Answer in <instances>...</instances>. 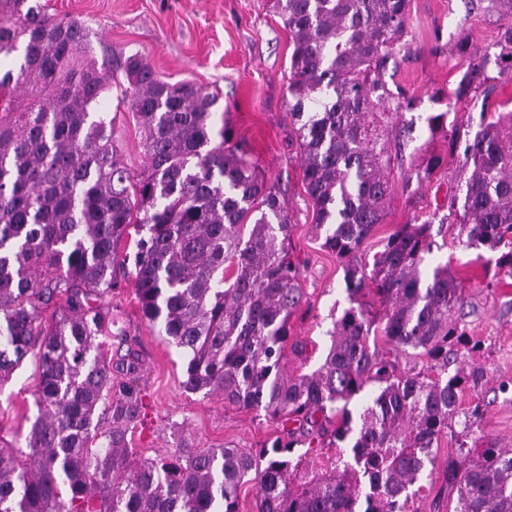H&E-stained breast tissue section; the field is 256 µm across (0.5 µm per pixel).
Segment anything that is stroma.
I'll list each match as a JSON object with an SVG mask.
<instances>
[{"label": "stroma", "mask_w": 512, "mask_h": 512, "mask_svg": "<svg viewBox=\"0 0 512 512\" xmlns=\"http://www.w3.org/2000/svg\"><path fill=\"white\" fill-rule=\"evenodd\" d=\"M52 15L85 24L97 58L112 61V78L123 77L125 58L137 54L167 82L189 81L216 95L218 116L234 132V141L261 173L283 193L292 215L288 249L302 271L305 299L291 318V337L305 343L306 356H289V372L309 373L321 364L335 317L350 305L344 270L323 248L305 193L297 143V124L287 107L292 46L273 0H39ZM504 21L499 13L474 9L471 0H410L406 53L390 59L384 80L392 92L419 100L413 116L415 138L392 146V193L387 215L362 247L377 250L380 237L399 224L431 220L442 226L424 261L431 269L447 264L461 280L467 302L458 320L478 348L469 366L481 369V386L465 387L460 403L480 399L485 414L477 436L512 448V278L496 275L497 255L467 247L460 225L448 219V193L463 194L465 176L458 161L430 182L407 186L423 150L447 152L445 132H429L425 118L433 91H453L465 61L458 51L467 39L471 51L484 54L493 88L476 93L450 112L448 122L461 138L473 137L481 112L512 109V76L502 73L494 45ZM96 112L114 121V136L132 177L146 168L142 133L131 112L119 108L116 91L104 93ZM123 336V352L139 363L143 416L131 436L141 458L171 451L173 423H186L198 448L231 446L248 450L274 439L279 428L264 412L226 404L223 398L181 389L187 359L175 345L153 332L135 299L132 278L102 297ZM38 369L28 356L8 379L0 381V445L25 446L38 415Z\"/></svg>", "instance_id": "1"}]
</instances>
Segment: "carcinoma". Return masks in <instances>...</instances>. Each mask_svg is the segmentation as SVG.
I'll use <instances>...</instances> for the list:
<instances>
[{
  "instance_id": "1",
  "label": "carcinoma",
  "mask_w": 512,
  "mask_h": 512,
  "mask_svg": "<svg viewBox=\"0 0 512 512\" xmlns=\"http://www.w3.org/2000/svg\"><path fill=\"white\" fill-rule=\"evenodd\" d=\"M409 2L274 0L292 45L288 112L305 192L353 303L334 320L319 368L290 374L287 352L305 353L290 341L305 297L286 244L292 215L226 127L215 128L217 98L129 56L121 102L143 129L147 161L134 181L112 122L92 111L112 88V66L93 56L89 30L0 0V57L24 45L20 74L0 76V381L34 350L41 377L27 447L0 448V512H239L248 484L254 512H415L414 486L448 433L458 444L443 469L448 512H512V449L466 440L485 408L461 407L460 394L484 375L458 361L477 348L453 318L461 283L446 265L423 268L432 223L398 225L370 264L360 254L386 217L389 127L416 105L383 81L407 49ZM488 7L505 20L496 48L511 73L512 0ZM488 81L472 55L454 95L430 96L444 110L429 128L446 126L453 100ZM460 150L466 246L508 248L496 268L512 277V111L481 118L463 142L450 133L447 155L425 151L417 182ZM132 230L134 254L123 255ZM129 263L143 318L188 356L182 388L262 410L281 435L245 452L196 448L181 434L167 455L132 457L138 364L110 367L115 321L100 303ZM58 299L66 308L42 324ZM374 330L426 367L399 371L370 345ZM370 385L356 418L349 404ZM312 435L336 449L319 466L296 453Z\"/></svg>"
}]
</instances>
